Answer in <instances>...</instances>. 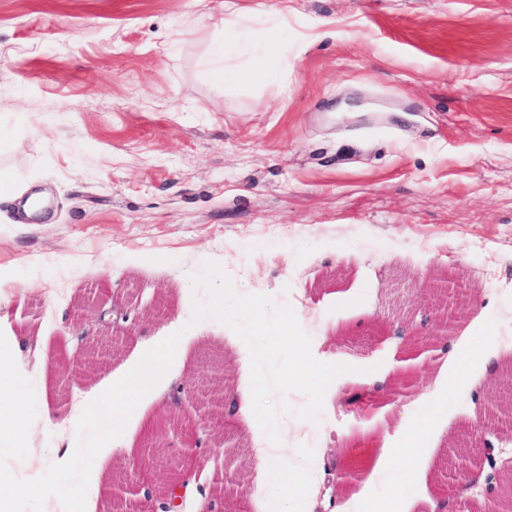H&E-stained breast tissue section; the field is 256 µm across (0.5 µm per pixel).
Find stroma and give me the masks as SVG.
I'll list each match as a JSON object with an SVG mask.
<instances>
[{
  "label": "stroma",
  "instance_id": "stroma-1",
  "mask_svg": "<svg viewBox=\"0 0 512 512\" xmlns=\"http://www.w3.org/2000/svg\"><path fill=\"white\" fill-rule=\"evenodd\" d=\"M225 0H0V332L34 390L17 477L73 453L91 395H51L64 337L92 329L88 297L125 301L130 328L95 385L115 383L180 333L174 362L139 402L89 480L90 512H113L109 482L136 464L174 388L206 355L236 392L244 341L194 320L214 262L237 294L291 306L313 356L349 365L319 422L279 419L286 456L260 497L256 419L225 422L223 463L177 438L168 455L198 494L187 512H368L412 497V512H475L482 488L440 493L450 435L487 418L480 403L512 365V0H235L266 19L224 28ZM277 54L257 48L271 22ZM264 82L205 74L215 45ZM469 287L449 341L405 365L390 302L395 277L423 308L431 270ZM157 305L158 318L141 316ZM484 356L449 381L450 342ZM432 418L425 456L391 472L406 426Z\"/></svg>",
  "mask_w": 512,
  "mask_h": 512
}]
</instances>
